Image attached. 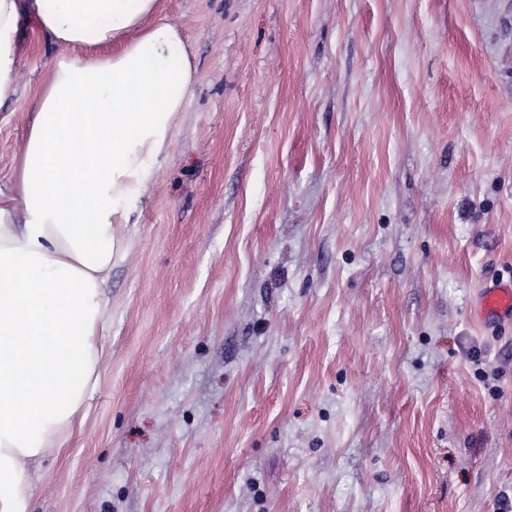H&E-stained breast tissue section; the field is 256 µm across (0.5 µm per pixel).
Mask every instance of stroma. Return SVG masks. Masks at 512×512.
<instances>
[{
	"label": "stroma",
	"instance_id": "35a3bbf8",
	"mask_svg": "<svg viewBox=\"0 0 512 512\" xmlns=\"http://www.w3.org/2000/svg\"><path fill=\"white\" fill-rule=\"evenodd\" d=\"M161 5L193 86L30 512H501L512 321L473 307L512 279V0ZM57 54L29 22L1 185Z\"/></svg>",
	"mask_w": 512,
	"mask_h": 512
}]
</instances>
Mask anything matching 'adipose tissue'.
Segmentation results:
<instances>
[{
    "instance_id": "1",
    "label": "adipose tissue",
    "mask_w": 512,
    "mask_h": 512,
    "mask_svg": "<svg viewBox=\"0 0 512 512\" xmlns=\"http://www.w3.org/2000/svg\"><path fill=\"white\" fill-rule=\"evenodd\" d=\"M32 20L64 53L0 190V512H29L33 474L98 387L113 227L193 82L160 0H0V105L17 95L20 33Z\"/></svg>"
}]
</instances>
